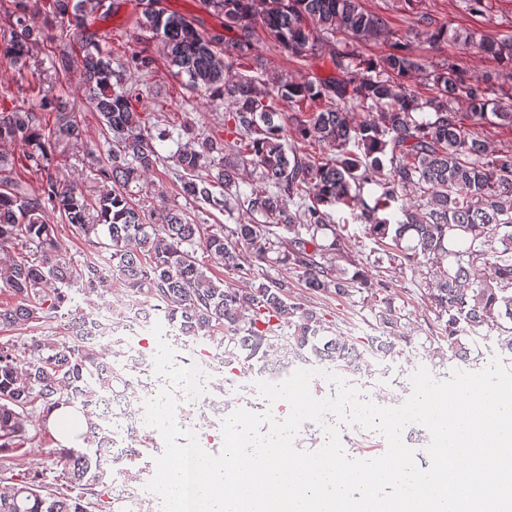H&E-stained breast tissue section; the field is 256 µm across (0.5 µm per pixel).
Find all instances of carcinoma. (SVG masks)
Returning <instances> with one entry per match:
<instances>
[{
	"label": "carcinoma",
	"instance_id": "1",
	"mask_svg": "<svg viewBox=\"0 0 512 512\" xmlns=\"http://www.w3.org/2000/svg\"><path fill=\"white\" fill-rule=\"evenodd\" d=\"M108 0H48L46 23L76 30L83 92L90 111L109 132L105 160L87 153L105 184L91 198L53 171L54 145L82 142L81 122L65 116L50 137L35 113H0V142L27 147L36 188L9 175L0 160V246L21 253L0 261V333L44 319L62 336L0 338V512H133V495L114 485L140 479L138 463L161 451L151 436L117 449L112 417L128 414L132 399L151 391L142 363L89 341L85 308L70 296L103 299L119 293L143 306V318L180 347L224 358L230 374L265 368L271 358H315L359 368L365 347L374 355L402 356L412 343L394 306L406 270L422 276L427 310L444 323L429 337L433 360L446 352L478 362L480 345L495 340L512 354V146L494 149L475 128L512 127V94L489 97L488 78L467 79L446 63H426L406 45L364 59L358 43L388 30L386 20L360 0H199L222 18L201 30L192 17L168 13L160 0H137L136 27L158 41L162 56L187 88L224 109V137L194 135L173 156L180 195L224 212L230 224H191L160 199L148 207L134 189L152 183L162 157L154 125L136 111L139 94L124 88L127 69L113 66L108 38L89 17L110 10ZM40 0H14L8 13L10 62L26 66L37 43L33 19ZM435 50L448 29L425 16ZM289 57H328L333 73L299 80L286 75L271 87L238 74L234 64L255 50L257 30ZM479 52L512 66V37L483 38ZM73 48L56 47L51 67L66 72ZM146 75L156 59L131 53ZM425 76L428 94L415 85ZM466 111H458L459 106ZM249 176L261 189L244 195ZM350 211L375 249L362 259L346 235ZM57 215L63 225L53 224ZM80 240L88 256L67 257L61 229ZM202 250L207 260L197 257ZM288 269L310 294L338 299L360 295L375 311L376 334L336 333V324L293 282L268 277L251 283L254 267ZM221 267L238 286L214 276ZM48 413L77 406L87 431L83 448L44 451L58 478L80 489L73 497L37 483L9 453L25 447L30 408Z\"/></svg>",
	"mask_w": 512,
	"mask_h": 512
}]
</instances>
